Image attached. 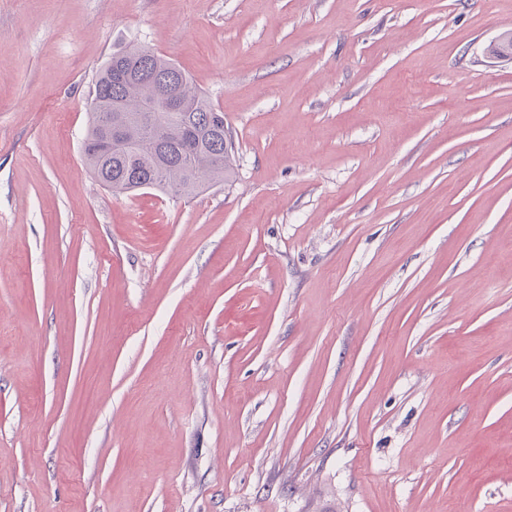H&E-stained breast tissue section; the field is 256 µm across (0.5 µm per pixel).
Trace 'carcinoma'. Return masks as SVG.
I'll return each instance as SVG.
<instances>
[{
	"instance_id": "cac0c4a2",
	"label": "carcinoma",
	"mask_w": 512,
	"mask_h": 512,
	"mask_svg": "<svg viewBox=\"0 0 512 512\" xmlns=\"http://www.w3.org/2000/svg\"><path fill=\"white\" fill-rule=\"evenodd\" d=\"M175 82L183 104L167 111L165 89ZM91 121L82 145L88 170L108 189L130 194L144 186L190 197L209 182L234 174V148L224 112L172 60L130 45L98 70L89 104ZM125 141L112 142V130Z\"/></svg>"
}]
</instances>
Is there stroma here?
Masks as SVG:
<instances>
[{
    "label": "stroma",
    "mask_w": 512,
    "mask_h": 512,
    "mask_svg": "<svg viewBox=\"0 0 512 512\" xmlns=\"http://www.w3.org/2000/svg\"><path fill=\"white\" fill-rule=\"evenodd\" d=\"M512 0H0V512H512ZM147 46L234 176L116 195Z\"/></svg>",
    "instance_id": "stroma-1"
}]
</instances>
